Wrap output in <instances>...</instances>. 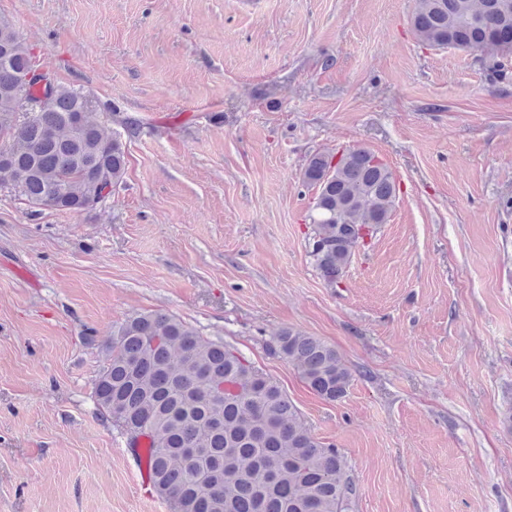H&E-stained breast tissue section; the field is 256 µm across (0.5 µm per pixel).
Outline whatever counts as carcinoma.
Listing matches in <instances>:
<instances>
[{
	"label": "carcinoma",
	"instance_id": "1",
	"mask_svg": "<svg viewBox=\"0 0 512 512\" xmlns=\"http://www.w3.org/2000/svg\"><path fill=\"white\" fill-rule=\"evenodd\" d=\"M411 24L422 45L512 56V0H418ZM31 49L0 20V171L34 207L82 211L121 182L126 150L105 131L93 99L36 70ZM303 181L317 187L309 254L334 287L355 251L387 223L398 188L371 150L311 155ZM270 349L327 401L352 380L336 348L285 328ZM95 381L100 413L130 442L151 439L152 484L171 512H350L356 487L341 451L319 441L280 384L221 339L162 312L127 317L104 343Z\"/></svg>",
	"mask_w": 512,
	"mask_h": 512
}]
</instances>
